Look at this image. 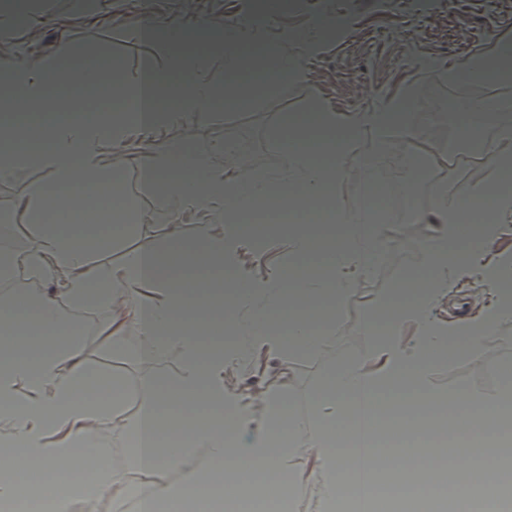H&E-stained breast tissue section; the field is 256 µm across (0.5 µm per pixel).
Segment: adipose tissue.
<instances>
[{
    "label": "adipose tissue",
    "mask_w": 512,
    "mask_h": 512,
    "mask_svg": "<svg viewBox=\"0 0 512 512\" xmlns=\"http://www.w3.org/2000/svg\"><path fill=\"white\" fill-rule=\"evenodd\" d=\"M30 23L20 11L0 9V42L13 47L12 54L0 57V92L8 95L13 111L42 110L49 87L59 81L56 61L32 56ZM139 31L168 45L175 81L161 80L147 61L123 92L120 111L36 126L0 125V140L8 147L0 155V180L19 179L33 165L45 173L43 182L0 206L7 221L0 227L6 244L0 277L23 268L41 283L39 291L0 297V326L6 330L0 337V470L21 472L35 463L53 476L93 467V482L53 484L54 512H92L104 486L112 490L114 512H154L161 499L174 506L187 499L201 503L215 492L230 499L253 497L263 476L274 478L286 501L310 488L316 512H339L348 501L356 512H367L375 461L362 438L375 428L382 404L395 401L413 406L397 425L402 434L415 429L418 418L447 410L462 443L443 455L449 467L472 471L470 495L484 493L501 471L496 449L484 447L480 432L495 428L512 406V385L492 395L439 392L431 368L446 363L453 348L481 359L484 336L512 318V295L505 292L512 285V262L486 257L500 226L512 222V189L495 181L451 196L441 188L430 213L408 210L407 223L437 224L441 230L425 240L423 265L376 301V320L366 326L372 349L337 360L307 412H299L294 398L279 390L254 401L227 388L225 371L257 367L271 355L285 360L329 350L334 339L314 325L312 314L329 321L338 317L352 288L371 270V257L388 244L378 226L364 225L357 211L332 229L285 224L278 233L297 262L257 280L241 272L237 260L242 249L258 250L265 234L240 223V216L279 197H322L352 170L371 178L378 153L358 150L366 131L400 133L406 155H413L419 138L401 124L412 105L410 92H396L345 122L325 105L289 116L282 142L286 167L255 175L241 166L230 174L223 146L202 149L191 135H165L172 125L189 126L222 94L224 77L210 73L213 56H220L224 76L261 66L275 77L301 81L305 66L276 47L260 59L248 56L238 28L217 34L204 17L190 30L144 21ZM421 68L452 83L489 81L512 70V36L500 39L491 54L445 67L428 59ZM34 137L42 144L37 152L29 149ZM108 140L136 144L143 189L158 199L157 213L124 201L108 216L92 205V197L111 195L122 180L102 162ZM353 154L358 161L351 169L347 159ZM485 198L492 201L495 220L472 208ZM188 209L205 218L194 240L174 228L163 247L122 249L119 260L109 261L139 225L158 214L174 221ZM319 252L330 276L301 275L298 261ZM469 266L476 268L488 299L465 311L460 322L443 324L434 307ZM223 269L227 277L214 283V272ZM92 308L112 313L103 334L113 352H122L127 331L136 329L150 357L172 347L181 351V376L167 383L145 381L131 393L121 378L105 381L79 351L76 313ZM277 315L287 316V329L275 325ZM19 323L47 339V346L16 352L10 331ZM227 327L233 333L229 345L210 343V336ZM178 410L194 411L195 420L178 421ZM163 435L170 447H160ZM332 439L346 442V449L329 447ZM111 443L130 446V472L112 469L103 452ZM170 470L178 472L177 481L161 483L159 474ZM132 479L137 485L131 497Z\"/></svg>",
    "instance_id": "adipose-tissue-1"
}]
</instances>
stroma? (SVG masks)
Masks as SVG:
<instances>
[{"label": "stroma", "instance_id": "1", "mask_svg": "<svg viewBox=\"0 0 512 512\" xmlns=\"http://www.w3.org/2000/svg\"><path fill=\"white\" fill-rule=\"evenodd\" d=\"M103 9L111 14V24L85 26L76 17V0H30L28 9L40 25L38 47L49 58L62 50L70 56L63 64L61 78L73 82L78 61L94 54L104 62H119V82L134 80L144 59H152L160 72H167L170 51L160 41L140 38L137 26L144 12L159 21L177 20L192 25L196 18H209L214 28L237 23L258 12L261 0H102ZM57 16L71 19L68 28L53 25ZM512 34V0H432L426 10H419L416 0H283L282 8L259 30H245L240 39L244 52L262 56L268 46L306 61L308 76L301 82L263 83L259 92L246 99L240 109L212 108L192 123L199 146L233 137L251 145L250 166L265 173L281 167L285 157L280 143V129L287 116L310 112L323 102H332L342 112L354 114L374 108L382 97L400 85L413 91L414 106L405 116L427 146L419 164L404 169L407 179L418 187H447L450 194L463 195L472 185L494 182L489 166L449 177L441 164L449 152L477 144L482 127H461L453 112H446L449 122L445 135H438L435 123L426 119L432 109L429 89L441 82L440 77L424 75L418 67L423 58L440 63L462 62L475 54L492 51L497 36ZM428 224L408 229L404 224H386L382 231L392 243L386 260L351 293L339 317L329 330L334 346L322 353L296 356L288 362L271 359L265 374L242 370L230 382L261 394L268 385H276L292 394L299 408H307L325 381L329 368L342 356H356L370 350L371 336L364 327L375 301L398 287L406 271L424 261L422 241L431 232ZM108 314L103 310L77 313L86 341L82 352L91 367L105 374L119 373L127 386L135 387L157 376L179 377L183 361L178 349L152 361L142 358H113L99 345L98 332ZM485 361L459 356L435 366L432 381L442 390L492 392L503 382L492 369L499 360H512V320L504 322L483 341Z\"/></svg>", "mask_w": 512, "mask_h": 512}]
</instances>
